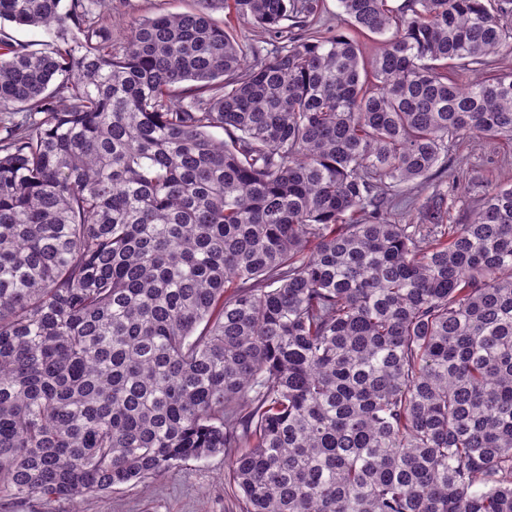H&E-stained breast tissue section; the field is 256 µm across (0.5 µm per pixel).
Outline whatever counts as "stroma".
Here are the masks:
<instances>
[{
    "instance_id": "obj_1",
    "label": "stroma",
    "mask_w": 512,
    "mask_h": 512,
    "mask_svg": "<svg viewBox=\"0 0 512 512\" xmlns=\"http://www.w3.org/2000/svg\"><path fill=\"white\" fill-rule=\"evenodd\" d=\"M449 179L457 186L448 199V221L464 222L486 189L512 183V145L466 138L451 151ZM227 460L216 454L190 462L144 485L118 487L104 497L82 500L0 497V512H240L224 482Z\"/></svg>"
}]
</instances>
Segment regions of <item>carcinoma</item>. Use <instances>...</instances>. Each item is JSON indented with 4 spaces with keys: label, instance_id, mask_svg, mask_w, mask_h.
Here are the masks:
<instances>
[{
    "label": "carcinoma",
    "instance_id": "carcinoma-1",
    "mask_svg": "<svg viewBox=\"0 0 512 512\" xmlns=\"http://www.w3.org/2000/svg\"><path fill=\"white\" fill-rule=\"evenodd\" d=\"M194 2L0 0V496L235 448L242 512H512V185L440 181L512 143V0ZM125 14L116 13V17L112 21V33L118 38L124 37L126 34V25L122 17H127V14H135L140 17H152L156 14L185 10L193 6L189 0H126ZM2 34L7 35L18 42L32 44V49L43 48L41 44L50 41V37L41 29L33 27H17L10 22L1 23ZM448 187V223L464 222L478 206L486 189L512 183V145L496 139L466 138L451 151Z\"/></svg>",
    "mask_w": 512,
    "mask_h": 512
}]
</instances>
